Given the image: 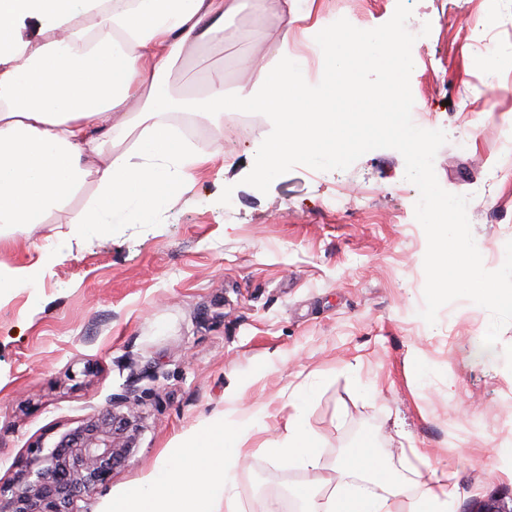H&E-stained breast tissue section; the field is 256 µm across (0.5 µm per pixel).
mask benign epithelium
<instances>
[{"instance_id":"obj_1","label":"benign epithelium","mask_w":512,"mask_h":512,"mask_svg":"<svg viewBox=\"0 0 512 512\" xmlns=\"http://www.w3.org/2000/svg\"><path fill=\"white\" fill-rule=\"evenodd\" d=\"M139 432L135 411L110 408L63 433L48 453L36 447L37 455L17 474L11 494L0 488V512H80L77 501L92 498L128 461ZM470 512H512V506L490 498Z\"/></svg>"}]
</instances>
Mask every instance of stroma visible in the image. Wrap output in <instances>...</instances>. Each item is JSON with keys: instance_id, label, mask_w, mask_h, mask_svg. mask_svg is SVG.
<instances>
[{"instance_id": "1", "label": "stroma", "mask_w": 512, "mask_h": 512, "mask_svg": "<svg viewBox=\"0 0 512 512\" xmlns=\"http://www.w3.org/2000/svg\"><path fill=\"white\" fill-rule=\"evenodd\" d=\"M321 4L363 30L415 25L416 124L448 133L437 179L469 196L473 236L496 269L512 240V70L487 73L484 59L512 56V0ZM238 51L215 46L172 80L181 89L220 68L229 85L242 83ZM267 131L260 118L226 135L199 125L195 144L223 140L224 157L194 170V204L155 223L63 245L66 225L39 224L0 245L2 265L45 267L38 288L0 291V487L35 447L53 448L126 395L141 416L135 452L82 512H97L230 401L266 411L237 471L242 512L277 510L296 488L334 478L333 463L364 439L406 485L448 472L453 512L512 499V325L487 350L489 313L469 300L442 307L435 325L420 317L427 239L402 155L372 150L345 170L299 165L264 194L243 179ZM350 182L376 192L337 204ZM314 371L325 383L308 418L326 467L291 469L261 445L282 435L288 394Z\"/></svg>"}]
</instances>
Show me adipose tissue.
<instances>
[{"label":"adipose tissue","mask_w":512,"mask_h":512,"mask_svg":"<svg viewBox=\"0 0 512 512\" xmlns=\"http://www.w3.org/2000/svg\"><path fill=\"white\" fill-rule=\"evenodd\" d=\"M252 26L230 27L240 14ZM275 16L284 31L320 41L328 73L311 71L296 42L282 39L274 60L240 56L237 67L260 71L254 83L228 85L223 71L176 92L173 66L227 39L259 43L257 22ZM34 18L60 29L35 48L18 43L15 25ZM400 26L336 32L319 0H0V231L16 234L65 213L66 238L88 239L112 225L152 223L175 204H193L191 167L223 157V142L194 151L168 122L174 112L232 126L241 113L263 114L269 136L252 174L263 181L291 156L311 167L341 165L361 142L363 121L336 109V95L356 72L382 68L410 74ZM288 398L285 432L266 454L305 470L325 463L307 419L319 386ZM259 412L215 411L184 434L140 480L113 494L99 512H239L237 469L249 453ZM334 486L296 490L305 512H447L453 491L436 473L414 491L393 480L385 460L364 443L349 449Z\"/></svg>","instance_id":"adipose-tissue-1"}]
</instances>
